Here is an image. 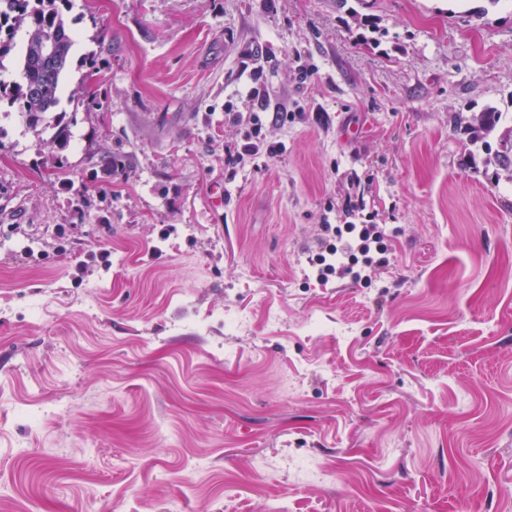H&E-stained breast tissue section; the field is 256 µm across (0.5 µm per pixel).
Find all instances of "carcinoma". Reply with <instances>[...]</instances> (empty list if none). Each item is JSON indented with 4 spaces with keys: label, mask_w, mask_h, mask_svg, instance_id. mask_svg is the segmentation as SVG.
Here are the masks:
<instances>
[{
    "label": "carcinoma",
    "mask_w": 512,
    "mask_h": 512,
    "mask_svg": "<svg viewBox=\"0 0 512 512\" xmlns=\"http://www.w3.org/2000/svg\"><path fill=\"white\" fill-rule=\"evenodd\" d=\"M71 8V0H0V67L3 58L16 47L17 32H25L17 61L20 80L0 82V102L18 106L27 128L53 130L51 141L61 148L69 144L74 126V117L68 116L62 106L64 77L75 66L84 71L78 94L93 104L101 70L99 54L94 51L74 59ZM46 35L54 40L55 59L44 66L39 49ZM502 118L503 113L487 107L463 128L470 143L485 151L484 166H493L497 177L503 170L504 158L512 157V127L499 129ZM495 132L498 136L494 148L488 138Z\"/></svg>",
    "instance_id": "obj_1"
}]
</instances>
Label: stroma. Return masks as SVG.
<instances>
[{"label": "stroma", "instance_id": "obj_1", "mask_svg": "<svg viewBox=\"0 0 512 512\" xmlns=\"http://www.w3.org/2000/svg\"><path fill=\"white\" fill-rule=\"evenodd\" d=\"M72 4L102 107L0 106V512H512V182L455 130L512 0ZM232 112L281 153L225 170Z\"/></svg>", "mask_w": 512, "mask_h": 512}]
</instances>
